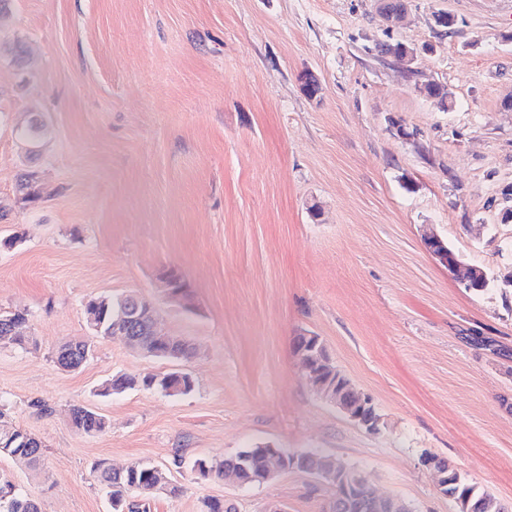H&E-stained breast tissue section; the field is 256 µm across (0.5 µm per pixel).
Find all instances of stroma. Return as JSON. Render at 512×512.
<instances>
[{"label": "stroma", "instance_id": "1", "mask_svg": "<svg viewBox=\"0 0 512 512\" xmlns=\"http://www.w3.org/2000/svg\"><path fill=\"white\" fill-rule=\"evenodd\" d=\"M446 11L457 27L435 29ZM419 47L411 65L376 46ZM28 49L24 64L8 50ZM320 92L309 97L304 76ZM437 82L446 112L417 87ZM512 0H12L0 15V312L35 344L0 347V408L45 445L42 471L0 456L41 512H111L94 463L168 469L149 512H329L334 486L293 468L245 487L198 458L316 450L411 512H458L425 465L447 461L512 512ZM40 120L30 145L19 133ZM34 171L42 198L16 200ZM434 232L487 291L427 252ZM177 269L188 302L158 276ZM136 293L196 354L92 337L85 305ZM315 335L380 417L371 431L316 393L294 353ZM94 340L78 370L52 360ZM185 371L193 390L103 397L112 376ZM44 410H37V403ZM107 422L86 435L68 409ZM182 464H175V457ZM91 344V341H81V342H72L67 341L65 342L57 351V361L58 366H60L61 369L66 371H73L77 369H71L70 366L74 362V356L72 353H75L77 351L83 352L85 359L87 360L89 357V345ZM92 345V344H91Z\"/></svg>", "mask_w": 512, "mask_h": 512}]
</instances>
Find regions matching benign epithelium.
I'll use <instances>...</instances> for the list:
<instances>
[{
    "label": "benign epithelium",
    "mask_w": 512,
    "mask_h": 512,
    "mask_svg": "<svg viewBox=\"0 0 512 512\" xmlns=\"http://www.w3.org/2000/svg\"><path fill=\"white\" fill-rule=\"evenodd\" d=\"M378 8L387 20L394 21L404 16L407 4L406 0H378ZM423 241L428 252L448 269L462 287L472 289L482 282L484 270L469 265L449 253L448 244L440 236L429 232L424 234ZM159 280L160 288L170 300L182 302L187 291L182 289V285L171 271H164ZM88 321L94 335L118 338L129 347L149 355L158 354V350L154 347L158 336H165L173 345L182 342L181 338L172 336L157 326L152 303L136 293L132 294L131 305L120 311L118 319L112 323V328L107 332H101V325L96 322L93 315H88ZM89 345L88 341L65 342L57 351L58 366L63 370H70L74 362L73 353L80 351L87 358ZM297 355L308 381L322 399L335 405L350 420L366 429L370 431L377 429L379 415L371 400L355 391L349 380L335 368L318 337L304 336V342L297 350ZM291 467L288 453L277 448L268 457L265 480L268 481ZM320 478L344 485L343 499L351 512H364L366 509L370 512H380L390 504L388 500L372 496L363 477L359 476L353 482L347 481L345 467L339 462L330 470L320 471Z\"/></svg>",
    "instance_id": "7a95c632"
}]
</instances>
